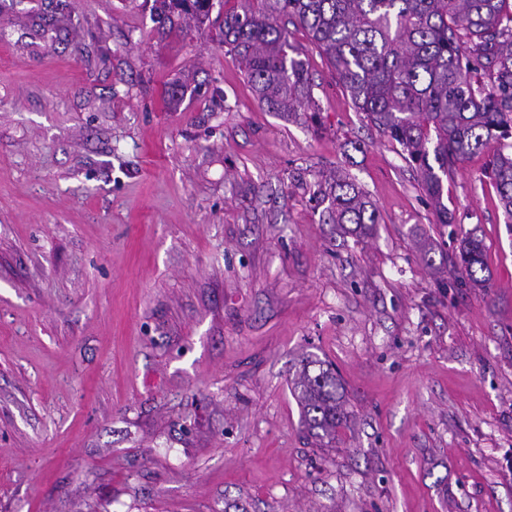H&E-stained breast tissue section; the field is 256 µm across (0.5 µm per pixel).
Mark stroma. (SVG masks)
Returning <instances> with one entry per match:
<instances>
[{"label":"stroma","instance_id":"stroma-1","mask_svg":"<svg viewBox=\"0 0 512 512\" xmlns=\"http://www.w3.org/2000/svg\"><path fill=\"white\" fill-rule=\"evenodd\" d=\"M59 2L0 0V512H512L490 153L437 223L302 28L317 109L277 113L217 22L163 39L153 0ZM341 169L373 233L328 223ZM465 230L486 287L456 271ZM306 357L342 385L335 438L291 389Z\"/></svg>","mask_w":512,"mask_h":512}]
</instances>
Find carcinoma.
Instances as JSON below:
<instances>
[{
	"instance_id": "carcinoma-1",
	"label": "carcinoma",
	"mask_w": 512,
	"mask_h": 512,
	"mask_svg": "<svg viewBox=\"0 0 512 512\" xmlns=\"http://www.w3.org/2000/svg\"><path fill=\"white\" fill-rule=\"evenodd\" d=\"M213 0H154L164 37L210 19ZM286 17L326 55L355 108L418 171L440 224L452 223L443 179L469 155L489 150L506 223L512 224V6L508 0H241L224 12L221 43L258 103L300 112L313 103L309 70L288 42ZM318 193L332 199L330 224L369 232L375 204L345 174ZM462 276L486 278L485 247L473 232L460 241ZM305 424L326 436L347 420L331 369L305 360L293 380Z\"/></svg>"
}]
</instances>
